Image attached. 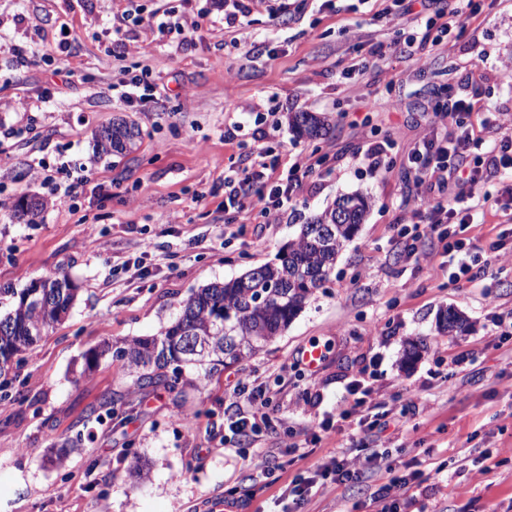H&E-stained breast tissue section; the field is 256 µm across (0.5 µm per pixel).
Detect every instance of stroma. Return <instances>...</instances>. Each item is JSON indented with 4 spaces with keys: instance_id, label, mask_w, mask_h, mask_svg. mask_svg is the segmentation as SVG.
I'll use <instances>...</instances> for the list:
<instances>
[{
    "instance_id": "obj_1",
    "label": "stroma",
    "mask_w": 512,
    "mask_h": 512,
    "mask_svg": "<svg viewBox=\"0 0 512 512\" xmlns=\"http://www.w3.org/2000/svg\"><path fill=\"white\" fill-rule=\"evenodd\" d=\"M391 3L290 0L285 14L254 8L231 28L224 0H0V288L55 275L78 287L67 317L0 389V512H203L228 489L245 512H274L284 486L317 463L376 450L393 470L316 494L306 512H379L368 487L404 475L412 460L424 482L392 489L403 512H512V334L499 325L512 313V223L488 211L469 225L466 237L502 257L452 283L425 228L427 203L401 165L375 171L366 157L388 143L402 155L428 130L427 106L451 90L477 91L471 121L482 142L512 130V83L499 73L512 58V0H489L460 37L420 59L380 17ZM134 6L138 21L126 20ZM160 9L174 29L152 24ZM121 20L134 49L119 59L112 26ZM252 41L262 53H244ZM378 45L387 62L352 70ZM144 67L156 102L113 103V86ZM302 111L326 114L328 133L298 138L288 115ZM488 112L496 124L483 125ZM118 118L134 121L140 140L130 152L97 155L94 131ZM259 147L280 175L301 154L322 166L280 223L248 209L231 219L245 229L233 237L224 232V180ZM41 161L62 182L83 174L86 190L48 206L38 223L13 220V203L42 191L30 175ZM355 193L371 201L363 224L323 288L263 351L203 383L184 373L173 391L134 388L109 359L82 374L90 347L159 334L193 291L275 261L302 224ZM401 218L416 226L429 261L403 253L393 231ZM450 307L466 332L437 333ZM412 339L426 348L406 368L401 353ZM310 341L326 358L303 376L291 364ZM240 379L269 383L277 408L245 460L224 416ZM356 380L373 391L371 414L405 418L406 427L379 437L338 420ZM107 396L132 401L131 416L84 423ZM317 415L335 424L313 453L284 466L278 483L253 487L251 468L273 462L286 430L309 438ZM68 440L76 447L65 467L48 465L49 448Z\"/></svg>"
}]
</instances>
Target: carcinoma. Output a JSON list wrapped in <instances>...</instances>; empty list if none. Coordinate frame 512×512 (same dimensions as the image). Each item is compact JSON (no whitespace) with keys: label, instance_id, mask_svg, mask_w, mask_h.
Instances as JSON below:
<instances>
[{"label":"carcinoma","instance_id":"obj_1","mask_svg":"<svg viewBox=\"0 0 512 512\" xmlns=\"http://www.w3.org/2000/svg\"><path fill=\"white\" fill-rule=\"evenodd\" d=\"M289 125L302 137L317 139L329 129L326 116L317 112H291ZM141 131L133 121L118 119L94 133L99 155L133 150ZM44 199L21 197L12 216L33 224L45 210ZM370 208V200L353 195L337 199L312 221L301 226L296 240L276 264L252 269L240 277L211 283L181 303L179 316L156 336L136 337L117 346L104 340L85 354L82 374L95 370L106 358L119 360L138 389L162 384L173 390L189 367L208 376L224 361L239 362L260 352L288 329L313 293L329 279L336 259ZM329 225L330 239L316 234ZM77 288L67 276L33 280L20 290H0V376H8L23 355L67 315ZM36 295L39 302L29 299ZM466 321L448 309L439 322L443 334L457 335ZM206 337L210 350L203 359L187 353L191 340Z\"/></svg>","mask_w":512,"mask_h":512}]
</instances>
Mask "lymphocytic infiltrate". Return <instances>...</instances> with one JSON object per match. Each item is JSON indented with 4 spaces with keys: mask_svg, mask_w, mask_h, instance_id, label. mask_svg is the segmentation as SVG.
Masks as SVG:
<instances>
[{
    "mask_svg": "<svg viewBox=\"0 0 512 512\" xmlns=\"http://www.w3.org/2000/svg\"><path fill=\"white\" fill-rule=\"evenodd\" d=\"M483 0H451L444 18L422 15L406 6L392 14L393 26H415L433 32V45H441L444 35L459 34L482 11ZM439 120H451L454 128L445 133L430 132L408 151L405 167L423 198L429 203L428 228L435 234L440 253L448 260L452 282L469 279L479 261V249L467 242L464 232L475 215L486 209H499V200L476 195L475 190L494 173L512 175V133L502 132L486 143L483 163L470 165L466 154L475 145L474 128L468 118L474 110L469 96L448 93L432 107ZM275 164L266 149H258L252 165L236 172L235 185L227 196L225 209L245 210L260 204L269 224L279 223L282 212L290 206L302 182L315 166L306 156H298L284 177L270 181L268 172ZM232 415L227 428L245 441L262 436L263 425L271 421L272 399L266 384L237 380L232 390ZM360 460L343 454L316 466L312 475L295 481L290 490L294 507H301L313 491L330 485H343L360 478Z\"/></svg>",
    "mask_w": 512,
    "mask_h": 512,
    "instance_id": "f902f5d3",
    "label": "lymphocytic infiltrate"
}]
</instances>
